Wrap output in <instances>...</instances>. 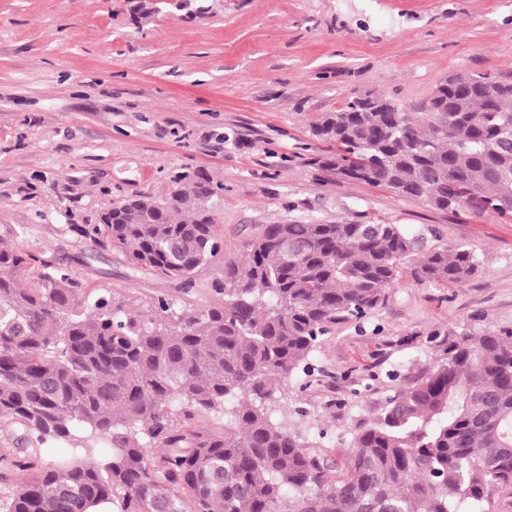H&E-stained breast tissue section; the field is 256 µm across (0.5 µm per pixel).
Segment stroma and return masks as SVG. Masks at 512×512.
Masks as SVG:
<instances>
[{
	"mask_svg": "<svg viewBox=\"0 0 512 512\" xmlns=\"http://www.w3.org/2000/svg\"><path fill=\"white\" fill-rule=\"evenodd\" d=\"M149 4L0 0V226L136 310L160 298L178 310L221 303L222 258L185 284L71 227L122 198L164 196L180 171L223 184L225 256L258 225L297 217L398 224L427 245L472 251L482 271L459 285L405 271L386 306L336 325L311 358L314 374L290 378L269 402L276 421L341 452L358 420L441 359L448 333L512 328V222L331 174L313 162L330 148L310 126L356 91L413 111L451 73L512 81V0H178L152 14ZM17 434L0 421V512L69 452L32 443L19 470Z\"/></svg>",
	"mask_w": 512,
	"mask_h": 512,
	"instance_id": "stroma-1",
	"label": "stroma"
}]
</instances>
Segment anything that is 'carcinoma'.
<instances>
[{
  "instance_id": "carcinoma-1",
  "label": "carcinoma",
  "mask_w": 512,
  "mask_h": 512,
  "mask_svg": "<svg viewBox=\"0 0 512 512\" xmlns=\"http://www.w3.org/2000/svg\"><path fill=\"white\" fill-rule=\"evenodd\" d=\"M311 135L334 174L441 211L512 218V82L456 73L419 112L371 92L323 112ZM223 185L186 172L163 198L112 203L75 230L135 268L189 279L223 255L213 199ZM422 281L464 283L463 247L422 249L398 224H265L224 259V303L135 311L0 228V419L17 451L71 452L25 483L9 512H460L512 489V328L455 333L443 358L356 426L338 456L271 419L266 402L322 337L382 308L409 265ZM202 412L222 428H187ZM109 454H103L104 446Z\"/></svg>"
}]
</instances>
